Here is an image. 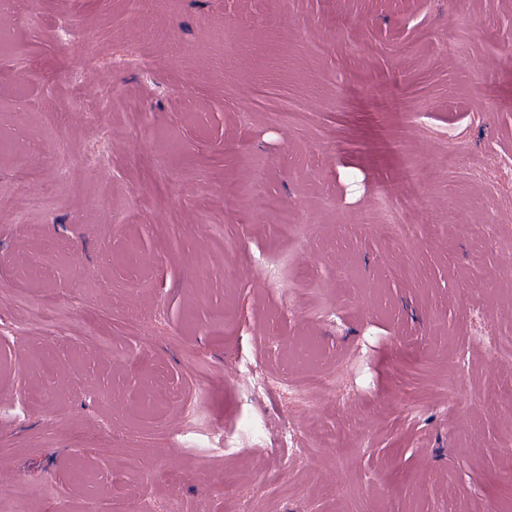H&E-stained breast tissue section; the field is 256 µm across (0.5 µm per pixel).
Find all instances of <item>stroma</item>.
I'll use <instances>...</instances> for the list:
<instances>
[{"label":"stroma","mask_w":512,"mask_h":512,"mask_svg":"<svg viewBox=\"0 0 512 512\" xmlns=\"http://www.w3.org/2000/svg\"><path fill=\"white\" fill-rule=\"evenodd\" d=\"M0 33V139L30 144L0 154V512L21 485L30 512H82L72 460L130 454L152 500L179 473L178 512H512V362L495 353L512 337V0H18ZM289 103L307 115L285 121ZM23 167L47 208L26 210ZM380 183L407 236L368 224ZM37 255L32 290L71 308L45 333L12 298ZM93 316L130 362L76 347ZM301 338L339 373L316 409L231 382L244 362L307 380L288 361ZM155 372L200 400L196 431L178 400L164 427L137 419ZM324 428L336 447L315 446Z\"/></svg>","instance_id":"1"}]
</instances>
